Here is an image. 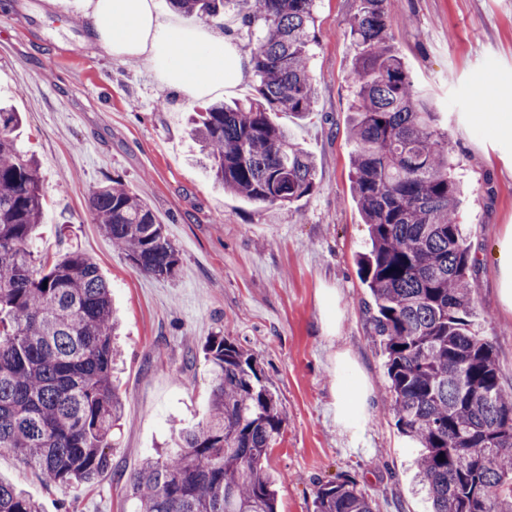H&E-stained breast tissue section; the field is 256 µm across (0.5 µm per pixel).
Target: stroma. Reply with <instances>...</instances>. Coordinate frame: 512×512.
<instances>
[{"label":"stroma","mask_w":512,"mask_h":512,"mask_svg":"<svg viewBox=\"0 0 512 512\" xmlns=\"http://www.w3.org/2000/svg\"><path fill=\"white\" fill-rule=\"evenodd\" d=\"M360 0H319L310 119L277 113L317 161L316 189L273 215L209 177L190 135L201 105L160 85L148 64L110 58L87 37L83 0H0V102L22 115L18 147L35 154L46 196L38 249H80L98 263L122 320L118 374L125 419L111 464L91 486L58 483L0 452V475L42 512H130L126 480L173 429L200 422L209 338H234L270 383L285 416L269 466L279 512H312L317 483L348 474L376 512H428L414 449L389 412L381 350L355 258L369 244L351 191L346 135ZM389 28L469 185L461 212L471 247L473 307L512 384V311L499 298L498 243L512 226V0H399ZM121 178L151 205L175 244L178 275L141 274L101 234L90 190ZM337 298L327 332L325 292ZM347 352L371 395L359 429L336 423L332 358Z\"/></svg>","instance_id":"stroma-1"}]
</instances>
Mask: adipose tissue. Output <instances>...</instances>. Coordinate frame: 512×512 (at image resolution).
Wrapping results in <instances>:
<instances>
[{"label": "adipose tissue", "mask_w": 512, "mask_h": 512, "mask_svg": "<svg viewBox=\"0 0 512 512\" xmlns=\"http://www.w3.org/2000/svg\"><path fill=\"white\" fill-rule=\"evenodd\" d=\"M84 17L93 43L108 56L148 62L162 84L191 101L235 87L249 67L222 30L160 14L153 0H87ZM335 362L336 421L349 429L365 413L370 389L347 354L337 353Z\"/></svg>", "instance_id": "ef3b65f1"}]
</instances>
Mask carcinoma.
<instances>
[{
    "label": "carcinoma",
    "mask_w": 512,
    "mask_h": 512,
    "mask_svg": "<svg viewBox=\"0 0 512 512\" xmlns=\"http://www.w3.org/2000/svg\"><path fill=\"white\" fill-rule=\"evenodd\" d=\"M170 3L201 19L235 13L257 79L255 98L211 105L192 130L214 180L266 209L311 195L316 160L271 114L313 113L317 0ZM394 7L361 0L350 24L348 129L354 199L370 240L356 264L385 356L389 411L421 445L416 463L432 512H512V384L502 383L494 346L474 319L459 161L393 43ZM19 120L0 108V451L52 481L89 484L110 466L124 416L112 381L111 287L82 251L37 262L45 197L38 161L13 137ZM89 202L135 268L159 280L176 276L178 250L143 197L112 179ZM204 358L208 413L181 431L176 448L129 476L134 512H277L268 456L284 422L278 399L236 340L211 337ZM0 512L41 506L0 478ZM312 512L375 509L344 477L318 483Z\"/></svg>",
    "instance_id": "obj_1"
}]
</instances>
